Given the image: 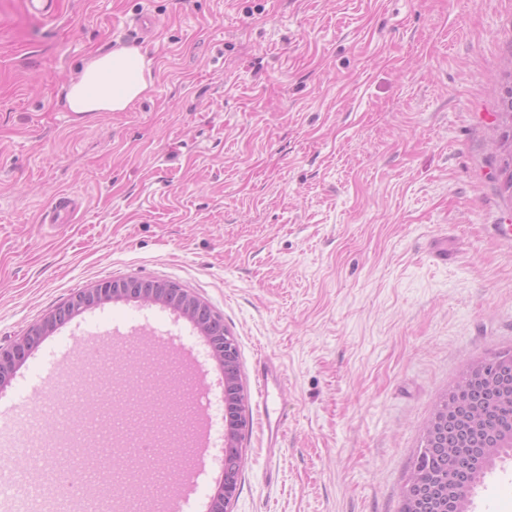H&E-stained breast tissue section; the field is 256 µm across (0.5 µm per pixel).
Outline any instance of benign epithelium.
I'll return each mask as SVG.
<instances>
[{
    "label": "benign epithelium",
    "instance_id": "benign-epithelium-1",
    "mask_svg": "<svg viewBox=\"0 0 512 512\" xmlns=\"http://www.w3.org/2000/svg\"><path fill=\"white\" fill-rule=\"evenodd\" d=\"M116 292L122 294L126 300L150 306L165 303L172 289L155 280L127 279L118 289L114 288L111 281H99L78 292L67 306H103L110 303L108 296ZM207 307L205 301L186 291L180 296V308L176 315L187 321H194L198 332L207 336L208 324L202 319ZM61 315L60 310H55L30 326L24 335L8 346L0 347V386L11 381L17 368L38 347L42 337L62 326ZM208 344L213 358L224 370V399L238 411L236 428L224 431V447L237 448L241 431L246 425L237 345L234 337L227 332L222 336H208ZM455 384L491 389L497 393L500 404L512 408V363L497 375L487 373L484 366L471 365L459 375ZM488 422L489 414L481 405L458 397L446 400L434 410L424 425L423 432L428 435L434 447L445 451L448 447V424H454L458 433L457 447L472 449L469 464L478 467L493 458L501 445L500 437L489 431ZM231 481L240 484L239 459L227 455L223 461L222 479L211 500L210 512H232L237 493L225 489V485ZM404 494L413 501V512H467V495L460 482H411L406 485Z\"/></svg>",
    "mask_w": 512,
    "mask_h": 512
}]
</instances>
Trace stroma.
<instances>
[{
	"instance_id": "35a3bbf8",
	"label": "stroma",
	"mask_w": 512,
	"mask_h": 512,
	"mask_svg": "<svg viewBox=\"0 0 512 512\" xmlns=\"http://www.w3.org/2000/svg\"><path fill=\"white\" fill-rule=\"evenodd\" d=\"M149 15L137 34L124 22ZM140 47L153 88L72 120L84 61ZM512 0H0V346L104 279L178 283L224 318L247 399L233 512H400L420 428L466 365L512 352V198L490 164ZM451 258L434 260V248ZM150 331L219 374L190 323L115 301L0 388V481L22 396L80 343ZM288 416L269 450L259 356ZM95 404L51 467L114 505ZM512 457L472 512H512Z\"/></svg>"
}]
</instances>
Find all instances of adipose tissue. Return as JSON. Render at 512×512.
Returning <instances> with one entry per match:
<instances>
[{
    "label": "adipose tissue",
    "mask_w": 512,
    "mask_h": 512,
    "mask_svg": "<svg viewBox=\"0 0 512 512\" xmlns=\"http://www.w3.org/2000/svg\"><path fill=\"white\" fill-rule=\"evenodd\" d=\"M152 86L150 60L134 46H117L88 58L65 95L73 114L123 112L145 97Z\"/></svg>",
    "instance_id": "adipose-tissue-1"
}]
</instances>
